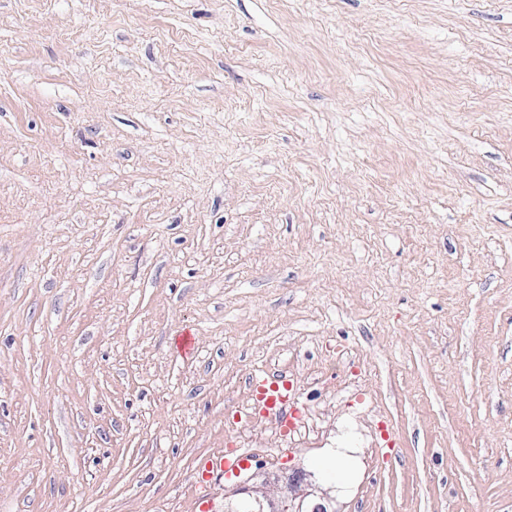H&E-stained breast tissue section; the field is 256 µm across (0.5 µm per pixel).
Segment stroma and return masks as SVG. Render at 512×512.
<instances>
[{"mask_svg":"<svg viewBox=\"0 0 512 512\" xmlns=\"http://www.w3.org/2000/svg\"><path fill=\"white\" fill-rule=\"evenodd\" d=\"M296 471L512 512V0H0V512ZM253 378L259 395L258 406L267 414H276L288 400L290 386L287 375H279L277 379L271 380L261 370L255 373ZM352 448H339L326 456L320 465L324 477L342 488H350L357 477V461Z\"/></svg>","mask_w":512,"mask_h":512,"instance_id":"1","label":"stroma"}]
</instances>
